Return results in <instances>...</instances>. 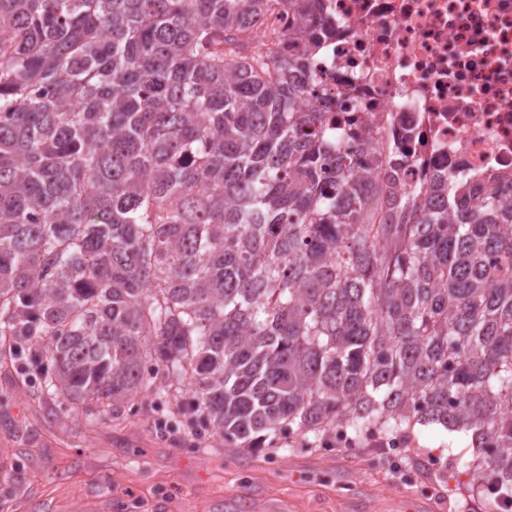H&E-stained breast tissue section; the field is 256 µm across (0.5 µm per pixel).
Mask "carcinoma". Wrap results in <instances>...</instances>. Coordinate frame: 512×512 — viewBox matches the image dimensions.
<instances>
[{"label": "carcinoma", "mask_w": 512, "mask_h": 512, "mask_svg": "<svg viewBox=\"0 0 512 512\" xmlns=\"http://www.w3.org/2000/svg\"><path fill=\"white\" fill-rule=\"evenodd\" d=\"M321 2L0 0V337L92 422L161 371L178 411L252 451L286 430H471L493 512L512 489V177L399 198L358 176L390 164L383 143L334 140L301 105ZM269 3L300 23L249 51Z\"/></svg>", "instance_id": "carcinoma-1"}]
</instances>
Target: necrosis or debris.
I'll use <instances>...</instances> for the list:
<instances>
[{
	"label": "necrosis or debris",
	"instance_id": "necrosis-or-debris-1",
	"mask_svg": "<svg viewBox=\"0 0 512 512\" xmlns=\"http://www.w3.org/2000/svg\"><path fill=\"white\" fill-rule=\"evenodd\" d=\"M317 55L330 125H371L406 183L512 174V0H325Z\"/></svg>",
	"mask_w": 512,
	"mask_h": 512
}]
</instances>
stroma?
<instances>
[{"label": "stroma", "mask_w": 512, "mask_h": 512, "mask_svg": "<svg viewBox=\"0 0 512 512\" xmlns=\"http://www.w3.org/2000/svg\"><path fill=\"white\" fill-rule=\"evenodd\" d=\"M407 441L399 459L368 436L328 452L282 436L261 455L183 425L173 398L152 393L92 424L0 362V512H340L348 500L403 512L400 495L435 512H485L467 436L418 424Z\"/></svg>", "instance_id": "obj_1"}]
</instances>
